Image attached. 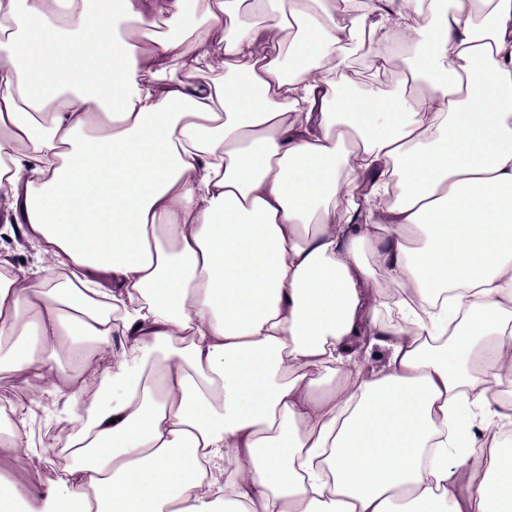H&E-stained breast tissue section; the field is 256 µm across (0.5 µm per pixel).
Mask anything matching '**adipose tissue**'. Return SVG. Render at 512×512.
I'll return each instance as SVG.
<instances>
[{"instance_id":"obj_1","label":"adipose tissue","mask_w":512,"mask_h":512,"mask_svg":"<svg viewBox=\"0 0 512 512\" xmlns=\"http://www.w3.org/2000/svg\"><path fill=\"white\" fill-rule=\"evenodd\" d=\"M269 2L0 0V456L83 424L0 512H512V0ZM367 36L407 99L339 95ZM5 224L0 219V259H6L10 267L24 268L31 271H36L39 266V258L33 248H27L23 243V238L20 231L14 225V234L10 231L4 232ZM24 259V262H21ZM20 344L17 342L3 341L0 343V356L4 358V370L0 371V408L5 405L9 408V402L17 401L22 397L18 394L17 383L12 373H10L6 366L9 363L8 357L17 355L20 350Z\"/></svg>"}]
</instances>
